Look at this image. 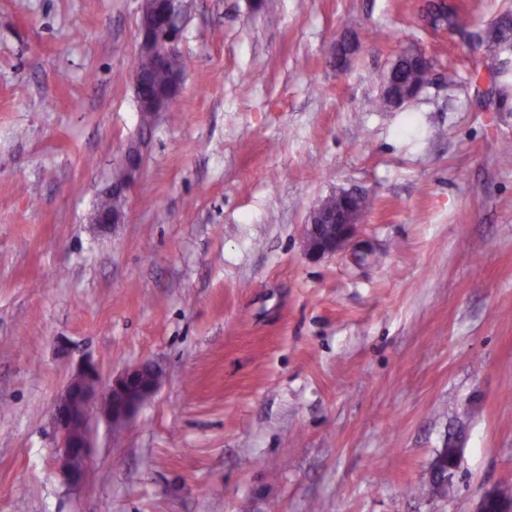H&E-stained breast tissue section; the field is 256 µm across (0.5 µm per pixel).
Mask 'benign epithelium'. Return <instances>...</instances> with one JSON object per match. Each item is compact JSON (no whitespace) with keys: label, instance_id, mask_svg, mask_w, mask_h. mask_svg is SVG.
Returning a JSON list of instances; mask_svg holds the SVG:
<instances>
[{"label":"benign epithelium","instance_id":"obj_1","mask_svg":"<svg viewBox=\"0 0 512 512\" xmlns=\"http://www.w3.org/2000/svg\"><path fill=\"white\" fill-rule=\"evenodd\" d=\"M179 13L177 0H142L140 16L144 19L156 15L166 18ZM140 50L150 53L159 66L166 65L168 59L179 53L177 48V28L168 23L138 25ZM182 77L172 79L169 92L148 106V111L140 113V121L147 126L154 117L165 110L175 99ZM142 160V146L138 140H130L123 148L119 178L112 182V194L126 196L135 173ZM336 198L345 200L346 209L341 214L328 217L324 203L313 207L309 224L305 225V251L313 257H324L341 251L356 228L361 223L364 202L354 191H339ZM94 223L101 226L123 224L124 212L97 211ZM149 363L134 365L107 383H102L97 366L86 361L67 380L63 391L48 410L49 420L57 436L55 448L56 462L67 481L78 486L86 481L90 450L93 448L91 425L101 416L116 430H120L131 420L137 410L157 390L159 376H145ZM461 449L450 446L440 449L429 473V478L438 485L439 498L446 497L448 486L460 462ZM474 512H512V498L504 495L501 489L492 487L480 495Z\"/></svg>","mask_w":512,"mask_h":512}]
</instances>
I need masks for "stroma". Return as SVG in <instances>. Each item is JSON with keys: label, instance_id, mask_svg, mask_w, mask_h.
I'll use <instances>...</instances> for the list:
<instances>
[{"label": "stroma", "instance_id": "stroma-1", "mask_svg": "<svg viewBox=\"0 0 512 512\" xmlns=\"http://www.w3.org/2000/svg\"><path fill=\"white\" fill-rule=\"evenodd\" d=\"M449 2L478 32L512 16ZM262 3L182 0L191 65L144 128L141 0H0V512H474L512 488V74L427 27V0ZM410 45L432 83L372 111ZM131 139L127 221L103 231ZM339 189L371 207L308 258ZM86 359L160 387L123 429L93 421L71 487L46 411ZM451 444L450 494H419ZM142 160V146L139 140H130L123 148L119 178L112 182V195L126 197L130 189L135 173L139 170ZM115 196H108L100 200L99 209H112L117 211L100 212L96 210L93 220L94 224L107 226L109 224H123L126 222L124 212V199ZM121 210V211H120ZM354 191H339L323 199L325 205L336 210L337 200L344 199L346 209L334 217H327L324 203L319 202L310 212L305 224V251L313 257H324L341 251L361 223L364 202ZM337 198V200H336Z\"/></svg>", "mask_w": 512, "mask_h": 512}]
</instances>
